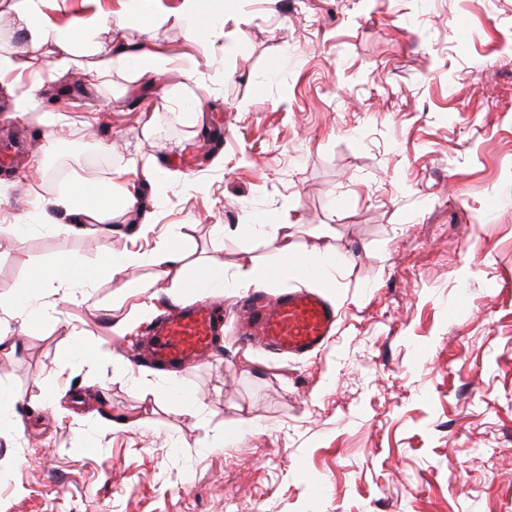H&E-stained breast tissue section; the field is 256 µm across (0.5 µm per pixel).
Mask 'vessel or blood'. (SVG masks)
<instances>
[{
	"label": "vessel or blood",
	"instance_id": "b4317fda",
	"mask_svg": "<svg viewBox=\"0 0 512 512\" xmlns=\"http://www.w3.org/2000/svg\"><path fill=\"white\" fill-rule=\"evenodd\" d=\"M235 313L241 345L289 356L320 350L332 337L338 320L332 303L306 289L274 297L252 294L236 302ZM223 319V310L205 300L169 313L152 330L153 358L162 363L200 362L211 355L213 335Z\"/></svg>",
	"mask_w": 512,
	"mask_h": 512
}]
</instances>
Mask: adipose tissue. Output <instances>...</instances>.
I'll list each match as a JSON object with an SVG mask.
<instances>
[{
  "mask_svg": "<svg viewBox=\"0 0 512 512\" xmlns=\"http://www.w3.org/2000/svg\"><path fill=\"white\" fill-rule=\"evenodd\" d=\"M43 0H20L12 23L23 37L32 44L44 40H52L55 45L53 73L65 72L76 50H83L87 54L99 56L104 69L135 68L139 76H158L166 69V62L156 55L150 43L153 39L152 24H143L141 32L142 41L129 50L112 51L102 46L95 39L99 19L93 18L85 21L81 26V38H74L68 31H50L43 19ZM196 250L195 242L188 236L176 233L165 237L158 243L151 253L120 252L110 255L107 260V269L117 284L119 292L130 289L148 291L151 283L129 277L130 269L144 265L154 270V279L170 283L175 293H183L188 288H220L224 284H231L235 288L258 287L267 283L269 272L266 267L258 263L253 257L241 256L235 275L232 279H225L224 266L220 263H206L199 269L198 276L188 277L186 260Z\"/></svg>",
  "mask_w": 512,
  "mask_h": 512,
  "instance_id": "obj_1",
  "label": "adipose tissue"
}]
</instances>
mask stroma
<instances>
[{"label":"stroma","mask_w":512,"mask_h":512,"mask_svg":"<svg viewBox=\"0 0 512 512\" xmlns=\"http://www.w3.org/2000/svg\"><path fill=\"white\" fill-rule=\"evenodd\" d=\"M15 2L0 0V54L18 63L0 75L13 157L0 230L26 231L0 250V296L40 313L21 325L0 312L17 340L0 350V512H512V0H210L224 22L200 41L183 33L182 0H154L152 48L169 68L146 80L100 76L80 50L47 79L54 45H25ZM128 3L43 12L73 30L98 16L99 40L129 48L139 22L115 23ZM40 76L35 117H14V94ZM179 83L201 112L163 109ZM42 113L70 117L62 146L47 148ZM148 159L176 175L160 196L126 177L149 234L117 219L102 236L44 207L75 175ZM257 217L290 225L298 256L331 235L343 263L264 291L319 292L340 312L335 336L283 359L241 347L228 324L210 359L155 366L144 344L170 288L115 300L105 254L180 232L194 262L231 275L247 252L270 266L273 245L242 230ZM76 256L81 295L41 281ZM175 384L195 413L156 400Z\"/></svg>","instance_id":"1"}]
</instances>
